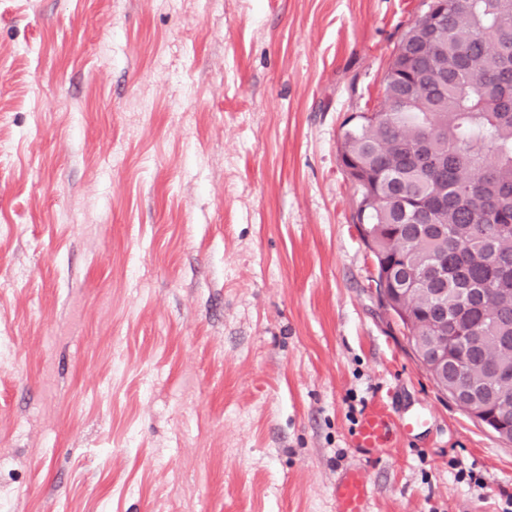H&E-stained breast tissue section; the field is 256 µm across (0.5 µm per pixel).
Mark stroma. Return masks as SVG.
<instances>
[{"instance_id":"obj_1","label":"stroma","mask_w":512,"mask_h":512,"mask_svg":"<svg viewBox=\"0 0 512 512\" xmlns=\"http://www.w3.org/2000/svg\"><path fill=\"white\" fill-rule=\"evenodd\" d=\"M425 10L0 0L9 512H336L348 469L368 512H498L512 443L380 303L339 156ZM379 396L428 422L370 461ZM336 512H367L370 501V482L358 470L341 475L334 485Z\"/></svg>"}]
</instances>
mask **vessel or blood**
<instances>
[{
    "mask_svg": "<svg viewBox=\"0 0 512 512\" xmlns=\"http://www.w3.org/2000/svg\"><path fill=\"white\" fill-rule=\"evenodd\" d=\"M422 416L395 417L387 404L375 401L368 406L358 422L355 444L359 452L370 459L392 448L397 436L422 425ZM336 512H367L370 482L358 470L341 475L334 486Z\"/></svg>",
    "mask_w": 512,
    "mask_h": 512,
    "instance_id": "obj_1",
    "label": "vessel or blood"
}]
</instances>
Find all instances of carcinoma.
Returning <instances> with one entry per match:
<instances>
[{
  "label": "carcinoma",
  "mask_w": 512,
  "mask_h": 512,
  "mask_svg": "<svg viewBox=\"0 0 512 512\" xmlns=\"http://www.w3.org/2000/svg\"><path fill=\"white\" fill-rule=\"evenodd\" d=\"M432 20L437 37L405 38L380 109L343 129L339 152L378 266L396 269L395 285L411 277L418 288L436 287L428 275L442 268L448 331L484 337L481 348L448 345L450 371H477L491 350L512 359L498 339L512 306L496 299L512 289V0H445ZM429 70L413 98H398L400 83ZM436 193L446 205L420 238L402 223L399 200L427 206ZM405 304L426 335L433 304L418 295Z\"/></svg>",
  "instance_id": "obj_1"
}]
</instances>
